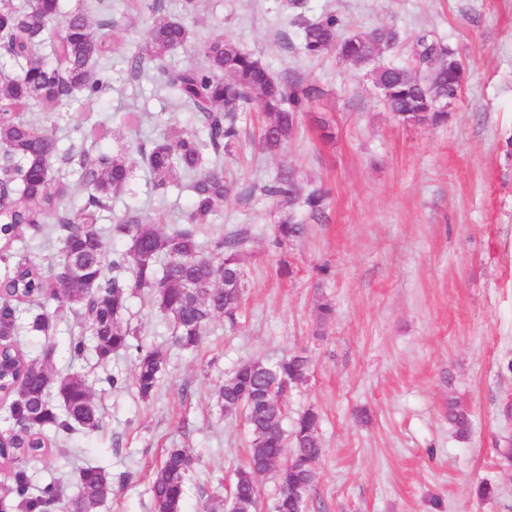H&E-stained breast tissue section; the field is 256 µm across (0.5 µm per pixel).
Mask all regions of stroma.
<instances>
[{"instance_id":"obj_1","label":"stroma","mask_w":512,"mask_h":512,"mask_svg":"<svg viewBox=\"0 0 512 512\" xmlns=\"http://www.w3.org/2000/svg\"><path fill=\"white\" fill-rule=\"evenodd\" d=\"M110 4L117 49L107 88L53 117L36 109L30 117L44 120L63 150L89 118L111 128L112 148L131 153L163 133L198 130L194 113L167 98L161 70L137 79L127 70L150 11ZM302 4L197 0L187 15L179 0H163L164 12L191 30L164 68L200 62L203 42L223 33L312 96L283 150L270 154L252 141L262 122L252 111L238 120L248 140L224 155L231 189L200 239L242 240L245 292L235 322L214 319L201 346L183 350L142 292L131 296L125 322L168 356L152 401L103 382L110 373L132 377L130 354L104 365L91 353L71 357L69 337L79 331L72 313L50 335L24 333L29 356L53 346L61 372L84 375L102 416L100 431L75 433L27 470L38 485L61 479L69 498L80 469L99 466L115 483L97 512H154L153 470L165 450L184 448L196 460L184 512H217L251 443L242 414L218 403V388L243 362L295 354L307 358L308 377L289 390L282 426L314 411L323 448L306 512H512V461L497 453L512 441V0ZM326 12L341 18L345 35L392 25L404 41L428 33L453 48L466 80L447 121L402 123L365 69L332 52L300 55L295 15ZM129 112L138 122H126ZM281 169L293 170L303 190L327 194L322 218L296 210L306 231L282 247L275 226L287 207L259 190ZM188 205L184 194L158 198L138 169L102 224L133 212L170 228ZM324 303L333 313L323 323ZM452 401L471 415L467 438L448 422ZM483 482L493 495H478Z\"/></svg>"}]
</instances>
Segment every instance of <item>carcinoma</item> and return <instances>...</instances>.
<instances>
[{"label":"carcinoma","mask_w":512,"mask_h":512,"mask_svg":"<svg viewBox=\"0 0 512 512\" xmlns=\"http://www.w3.org/2000/svg\"><path fill=\"white\" fill-rule=\"evenodd\" d=\"M60 12L59 0H31L6 4L0 11V40L26 52L14 60L16 74L0 77V146L7 155V181L0 203V389L11 417L29 430L10 434L5 445L22 461L13 467L9 494L0 498V512L16 505L26 512H53L61 497L55 483L39 494L30 493L26 464L51 448V435L74 429L97 432L102 417L91 398L83 376H59L53 366V349L43 359L28 357L15 346L23 330L48 333L60 313L69 310L80 317L93 337L88 346L82 336L69 343L75 357L93 350L101 362L112 355L135 349L133 385L144 401L153 399L165 371L164 352L132 340L139 330L123 322L132 289L145 292L152 305L169 321L171 343L182 349L198 347L212 320L224 316L235 322L242 295V271L238 248L241 238L217 237L205 245L199 228L210 223L216 207L229 187L224 179V153L239 143L238 113L258 107L265 122L259 142L267 152L279 150L293 134L305 112L311 91L293 75L274 77L253 53L242 50L229 36L215 34L202 46L204 63L166 72V86L196 112L205 138L195 133L167 136L141 151L136 160L124 149L101 146L105 134L91 129L80 132L89 146L59 152L54 135L43 125L23 120L20 113L33 105L52 113L71 99L96 98L108 78L97 62L114 52L105 29L108 16L93 31L88 18L72 14L56 28L50 23ZM152 23L137 54L128 61L137 78L189 38L180 20L152 6ZM300 49L308 57L336 51L341 59L369 68L375 88L395 116L404 123L437 125L448 113L436 109L435 100L458 99L465 69L456 53L427 34L419 36L410 52L398 63L380 65L386 49L400 43L399 32L382 27L373 32L340 33L341 20L328 12L315 19L296 15ZM143 166L154 189L167 194L172 187L190 191L184 223L170 233L158 224H145L126 214L113 232L126 239L125 248L107 252L100 212L110 209L112 199L122 194L132 179L133 169ZM75 172L87 190L81 205L71 203L70 184L53 178L54 169ZM262 192L288 205L280 218L276 243L281 245L303 235L305 225L295 221L297 207L316 216L323 212L326 194L312 190L302 194L294 172L283 170L261 186ZM54 218L61 250L49 269L17 249L23 238L44 233L46 221ZM54 299V313H37L20 323L29 305ZM307 362L300 356L284 357L270 364L251 360L240 364L219 388L218 399L226 409L241 408L252 440L245 464L236 469L234 498L237 512H257L259 486L254 473L272 472L280 486L276 512H304L305 501L293 497L317 481L316 464L323 449L317 439L318 416L305 412L285 434L282 401L288 387L306 378ZM62 398V409L49 402L51 389ZM448 422L460 438L471 428L470 415L458 403L448 404ZM192 455L183 448L169 449L157 466L150 485L154 512H181L193 470ZM112 495V477L100 467L82 469L74 498L84 512L94 509Z\"/></svg>","instance_id":"obj_1"}]
</instances>
